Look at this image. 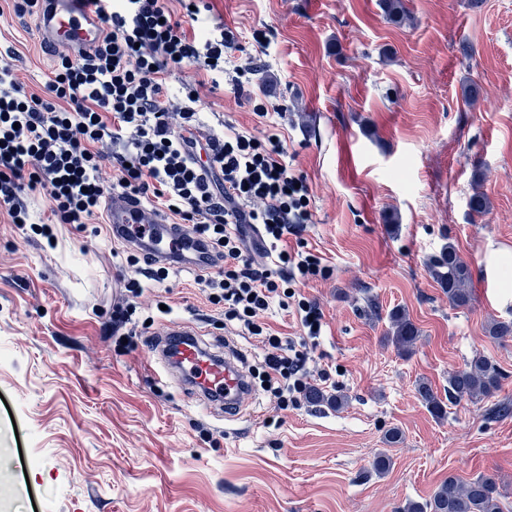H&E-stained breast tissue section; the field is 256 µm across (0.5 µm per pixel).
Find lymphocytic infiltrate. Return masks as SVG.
<instances>
[{
    "instance_id": "lymphocytic-infiltrate-1",
    "label": "lymphocytic infiltrate",
    "mask_w": 512,
    "mask_h": 512,
    "mask_svg": "<svg viewBox=\"0 0 512 512\" xmlns=\"http://www.w3.org/2000/svg\"><path fill=\"white\" fill-rule=\"evenodd\" d=\"M105 29L79 54L56 47L43 93L28 91L0 56V207L12 223L30 220L25 190L41 189L62 224H85L118 193L137 206L163 202L210 252L196 284L224 322L262 344L261 388L279 409L307 398L310 352L324 327L320 305L291 287L329 279L333 271L309 252L282 248L311 223L309 187L284 157L274 134L230 135L208 128L194 85L171 92L167 77L195 65L224 75L232 32L187 33L164 0H88ZM262 228L260 257L244 247L246 227ZM129 294L112 307V333L130 336L133 298L143 280L163 283L170 265L135 247ZM296 299L300 339L272 333L264 318Z\"/></svg>"
}]
</instances>
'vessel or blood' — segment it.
I'll return each instance as SVG.
<instances>
[{
    "label": "vessel or blood",
    "mask_w": 512,
    "mask_h": 512,
    "mask_svg": "<svg viewBox=\"0 0 512 512\" xmlns=\"http://www.w3.org/2000/svg\"><path fill=\"white\" fill-rule=\"evenodd\" d=\"M38 29L45 47L64 44L78 50L100 36L101 22L85 0H41ZM105 215L112 238L144 244L163 261L180 260L179 243L189 236L186 225L167 223L148 209L130 205L119 194L107 198ZM164 340L168 350L178 353L177 381L193 397L207 404L223 403L225 416L241 413L251 385L233 356L203 359L202 346L189 328L166 329Z\"/></svg>",
    "instance_id": "vessel-or-blood-1"
}]
</instances>
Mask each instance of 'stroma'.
Returning <instances> with one entry per match:
<instances>
[{
	"mask_svg": "<svg viewBox=\"0 0 512 512\" xmlns=\"http://www.w3.org/2000/svg\"><path fill=\"white\" fill-rule=\"evenodd\" d=\"M185 30L218 25L237 38L224 57L232 80L247 57L262 62L241 94L213 88L206 71L175 70L171 90L197 84L212 128L278 134L285 160L307 177L312 222L303 243L331 266L297 286L327 327L312 370L343 407L302 402L280 410L255 390L224 418L176 385L152 351L155 332L200 331L213 350L256 360L259 342L225 329L189 273L145 289L136 336L109 335L122 297L124 252L104 215L58 224L44 193L28 191L29 224L0 209V512H399L448 476L493 478L512 492V0H404L409 21L378 0H209ZM28 90L41 92L54 60L36 17L0 14V53ZM476 85L467 103L462 89ZM271 105L266 118L257 103ZM489 200L469 208L474 191ZM52 226L40 235L38 223ZM454 245L469 267L472 301L452 309L427 269ZM419 330L410 354L388 344V314ZM503 371L488 399L448 402V374L475 355ZM447 402L434 417L416 385ZM398 443L384 440L389 429ZM387 454L382 474L372 464Z\"/></svg>",
	"mask_w": 512,
	"mask_h": 512,
	"instance_id": "35a3bbf8",
	"label": "stroma"
}]
</instances>
